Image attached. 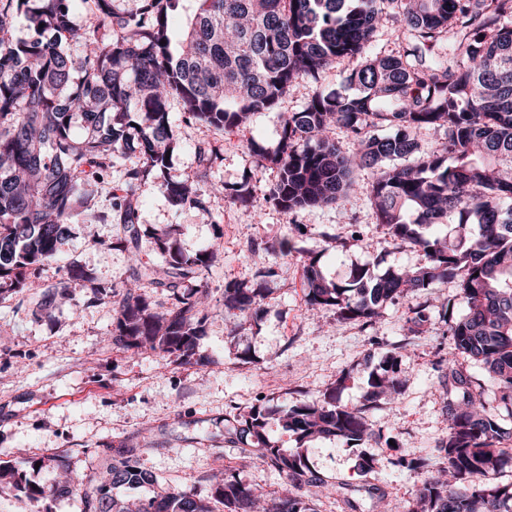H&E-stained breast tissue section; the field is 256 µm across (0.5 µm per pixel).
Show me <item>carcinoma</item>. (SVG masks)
<instances>
[{
    "mask_svg": "<svg viewBox=\"0 0 512 512\" xmlns=\"http://www.w3.org/2000/svg\"><path fill=\"white\" fill-rule=\"evenodd\" d=\"M93 4L96 22L77 28L76 3ZM0 0V299L22 291L29 276L55 261L70 236L73 212L90 224L120 225L119 240L139 250L137 191L168 167L176 146L169 102L179 99L186 119L219 133L240 131L274 109L299 84L338 61L356 62L352 95L315 88L302 108L283 119L272 148L253 141V177L268 168L278 180L265 201L285 214L335 205L353 187L352 172L370 168L377 223L391 237L423 252V263L393 265L381 275L358 266L340 284L312 259L304 266L310 310H333L338 320L374 327L387 302L424 293L439 281L455 282L463 312L449 315L450 351L431 363L443 395L447 427L437 448L443 461L431 469L423 457L396 465L423 474L408 512H512V484L496 482L512 465V0H191L192 15L175 28L181 0ZM24 14L32 34L19 37L14 17ZM398 23L401 49L372 50L378 28ZM82 53L68 50L71 44ZM389 126L396 133L375 136ZM445 132L439 151L422 150L417 133ZM344 128L356 141L347 153L331 138ZM196 180L168 179L160 189L175 209L208 211L200 183L220 159L209 143L197 149ZM136 157L113 188L112 207L95 209L96 190L114 164ZM453 228V236L445 232ZM174 230L156 234V266L136 268L121 291L104 288L88 272L67 265L45 306L68 296V281L88 283L94 303L118 295L113 347L202 365L209 290L203 281L217 247L186 253ZM169 289L170 303L157 312L146 288ZM224 307L240 324L264 317L263 289L243 282L224 286ZM427 322L416 308L403 329L416 335ZM400 352H388L370 372L360 404H340L334 392L305 397L288 407L255 405L224 419V437L244 446L284 477L286 493L271 498L244 484L231 466L202 476L211 494L202 499L180 484H160L139 464L142 448L116 453L103 477L80 475L63 455L34 458L67 474L34 488L14 468L0 464V485L32 501L76 494L83 512H316L312 504L338 495L310 468L304 445L336 438L356 445L379 443L373 410L400 394ZM482 365L499 393L500 414L490 408L483 383L467 371ZM276 415L296 436L286 451L267 437ZM483 481L478 482L476 478ZM155 486L134 501L114 493Z\"/></svg>",
    "mask_w": 512,
    "mask_h": 512,
    "instance_id": "1",
    "label": "carcinoma"
}]
</instances>
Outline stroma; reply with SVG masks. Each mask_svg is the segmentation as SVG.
I'll return each instance as SVG.
<instances>
[{
    "label": "stroma",
    "instance_id": "1",
    "mask_svg": "<svg viewBox=\"0 0 512 512\" xmlns=\"http://www.w3.org/2000/svg\"><path fill=\"white\" fill-rule=\"evenodd\" d=\"M310 91V83H303L279 109L264 113L250 128L220 137L186 121L180 102L171 103L179 143L169 167L140 188L139 251L143 263L156 262L152 233L168 226L175 229L184 252L219 244L204 273L210 293L200 344L208 358L205 365H179L112 349L113 300L88 302L83 282L70 281V299L43 310L45 290L59 280L58 264L44 267L27 288L0 300V460L24 472L30 484L48 486L57 478L52 467L31 468L30 458L63 450L75 472L95 474L111 466L112 452L120 445L141 444L143 468L199 496L210 491L201 476L219 455L235 466L243 482L272 495L284 493V479L260 459L240 461L237 445L224 438L225 415L247 412L261 396L274 405H289L300 396L329 389L335 390L339 403L359 404L374 368L367 360L372 341L390 351L402 340L400 327L410 309L424 303L435 315L421 335L412 337L410 356L400 365L406 386L392 404L373 412L394 448H377L379 465L367 474L356 468L361 448L318 439L305 450L320 477L345 486V499L318 501L317 512H349L350 499L358 512H372L367 488L374 484L384 488L393 512H406L415 479L396 471L389 460L396 453L430 459L438 455L445 422L430 362L447 351L450 339L448 325L436 312L458 289L455 283L439 282L425 294L397 298L388 303L374 330L337 320L330 311L309 315L303 291V266L312 257L324 274L340 283L364 264L380 273L392 265L422 263V251L397 245L377 223L369 194L371 170L357 171L356 191L336 206L291 215L264 201L277 178L273 169L251 183L256 199L252 208L231 202L227 194L209 199L205 212L176 210L159 188L166 179L195 176L196 146L215 140L223 146V159L210 178L223 182L228 192L237 188L256 164L245 147L247 140L276 146L282 113L299 110ZM294 223L305 228V235L291 234ZM287 234L292 237L291 254H272ZM61 263L76 264L98 283L118 290L134 272L117 225L86 224L80 212L71 218ZM232 280L261 284L268 313L230 340L227 327L234 316L224 307V285ZM0 512H81V503L78 496L64 495L35 504L5 487L0 489Z\"/></svg>",
    "mask_w": 512,
    "mask_h": 512
}]
</instances>
